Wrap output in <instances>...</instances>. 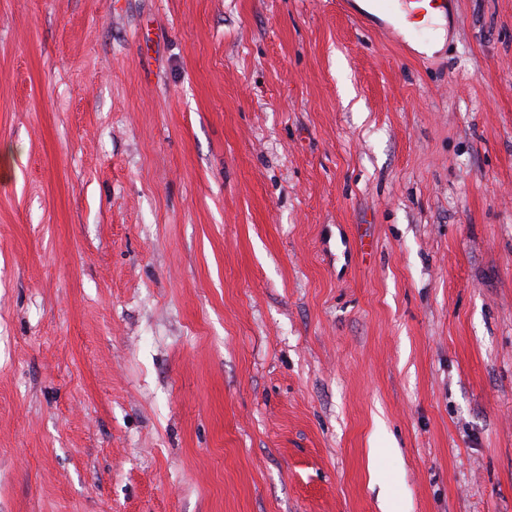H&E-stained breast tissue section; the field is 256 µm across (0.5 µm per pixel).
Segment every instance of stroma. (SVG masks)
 I'll return each instance as SVG.
<instances>
[{"label":"stroma","mask_w":512,"mask_h":512,"mask_svg":"<svg viewBox=\"0 0 512 512\" xmlns=\"http://www.w3.org/2000/svg\"><path fill=\"white\" fill-rule=\"evenodd\" d=\"M0 0V512H512V0Z\"/></svg>","instance_id":"obj_1"}]
</instances>
